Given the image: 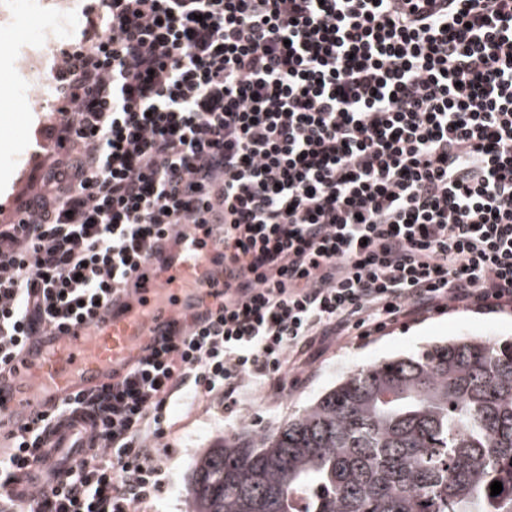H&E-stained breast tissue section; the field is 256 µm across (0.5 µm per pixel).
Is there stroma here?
I'll return each instance as SVG.
<instances>
[{
	"label": "stroma",
	"instance_id": "35a3bbf8",
	"mask_svg": "<svg viewBox=\"0 0 512 512\" xmlns=\"http://www.w3.org/2000/svg\"><path fill=\"white\" fill-rule=\"evenodd\" d=\"M60 2L42 0L37 11L29 12L20 10L17 0H0V219L12 211L19 194L33 192L31 175L39 160L42 133L55 120L52 107L36 105L34 95H21L17 65L22 48L38 45L41 31L54 22ZM469 336L490 341L512 339V311L481 313L454 308L425 312L366 341L332 342L304 355L299 382L288 394H266L254 383L243 390L230 412L186 392L171 408L180 425L170 439L171 453L165 460L168 484L159 499L142 512H186V488L195 460L217 440L247 427L275 429L353 370Z\"/></svg>",
	"mask_w": 512,
	"mask_h": 512
}]
</instances>
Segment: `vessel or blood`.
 Segmentation results:
<instances>
[{
	"mask_svg": "<svg viewBox=\"0 0 512 512\" xmlns=\"http://www.w3.org/2000/svg\"><path fill=\"white\" fill-rule=\"evenodd\" d=\"M223 250L222 223L209 225L204 239L185 226L176 239H159L91 318L30 337L0 374V440L36 427L75 393L110 383L157 341L202 321L224 299V276L212 263Z\"/></svg>",
	"mask_w": 512,
	"mask_h": 512,
	"instance_id": "vessel-or-blood-1",
	"label": "vessel or blood"
}]
</instances>
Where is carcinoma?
Returning <instances> with one entry per match:
<instances>
[{
    "label": "carcinoma",
    "mask_w": 512,
    "mask_h": 512,
    "mask_svg": "<svg viewBox=\"0 0 512 512\" xmlns=\"http://www.w3.org/2000/svg\"><path fill=\"white\" fill-rule=\"evenodd\" d=\"M187 505L512 512V341L463 337L351 372L276 430L201 452Z\"/></svg>",
    "instance_id": "1"
}]
</instances>
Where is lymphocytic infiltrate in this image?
<instances>
[{
  "instance_id": "obj_1",
  "label": "lymphocytic infiltrate",
  "mask_w": 512,
  "mask_h": 512,
  "mask_svg": "<svg viewBox=\"0 0 512 512\" xmlns=\"http://www.w3.org/2000/svg\"><path fill=\"white\" fill-rule=\"evenodd\" d=\"M50 83L54 155L0 225V372L172 226L223 221L228 295L16 434L0 476L46 478L0 512H136L186 389L229 408L331 338L512 308V0H97Z\"/></svg>"
}]
</instances>
